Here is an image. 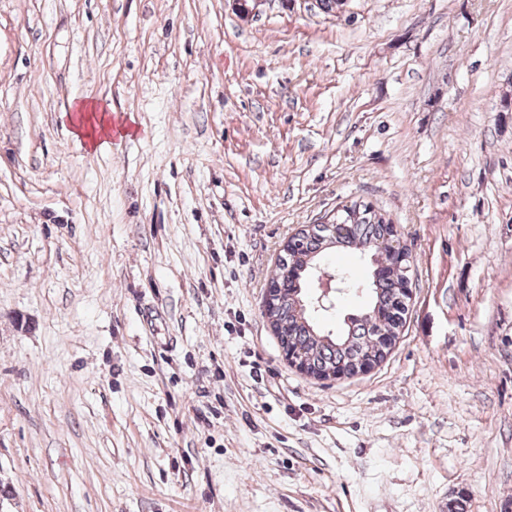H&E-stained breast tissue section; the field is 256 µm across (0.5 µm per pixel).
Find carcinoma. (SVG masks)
I'll use <instances>...</instances> for the list:
<instances>
[{"mask_svg":"<svg viewBox=\"0 0 512 512\" xmlns=\"http://www.w3.org/2000/svg\"><path fill=\"white\" fill-rule=\"evenodd\" d=\"M330 222L331 229L320 223L300 230L279 257L271 277L274 281L282 269L295 266L297 277L284 290L275 311L278 323L287 329L279 341L281 346L303 354L308 370L317 376L354 365L371 349L379 330L398 328L406 314L402 274L392 270L385 276L379 274L388 258L376 252V245L393 233L391 221L371 204L353 201L337 210ZM331 248H351L371 266L364 289L350 271H339L349 287L362 289L365 303L360 317L349 318L334 331L317 319L305 292L306 281L319 272V259Z\"/></svg>","mask_w":512,"mask_h":512,"instance_id":"1","label":"carcinoma"}]
</instances>
